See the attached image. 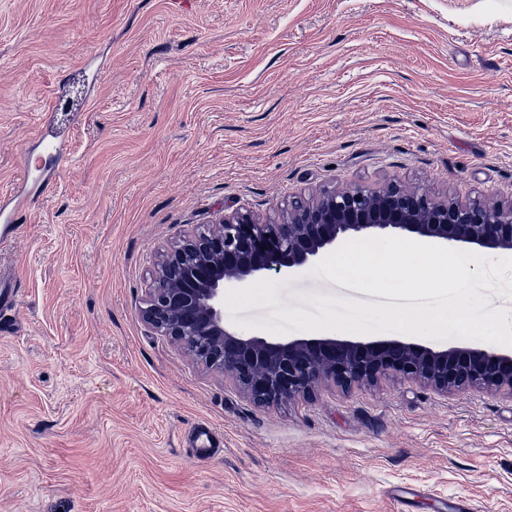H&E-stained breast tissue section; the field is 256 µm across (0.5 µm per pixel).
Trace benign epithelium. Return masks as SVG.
Here are the masks:
<instances>
[{
    "label": "benign epithelium",
    "instance_id": "1",
    "mask_svg": "<svg viewBox=\"0 0 512 512\" xmlns=\"http://www.w3.org/2000/svg\"><path fill=\"white\" fill-rule=\"evenodd\" d=\"M392 229L485 251L512 252V201L461 202L389 181L296 196L277 222L237 210L169 241L151 273L143 321L259 405L310 398L316 386L374 384L389 374L440 392H512V350L333 337L269 341L224 327V289L265 271L296 269L359 233Z\"/></svg>",
    "mask_w": 512,
    "mask_h": 512
}]
</instances>
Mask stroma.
Segmentation results:
<instances>
[{
    "label": "stroma",
    "mask_w": 512,
    "mask_h": 512,
    "mask_svg": "<svg viewBox=\"0 0 512 512\" xmlns=\"http://www.w3.org/2000/svg\"><path fill=\"white\" fill-rule=\"evenodd\" d=\"M49 125L69 158L27 172ZM393 179L512 199V0H0V512H512L511 392L260 406L141 318L171 237ZM311 270L225 290V327L385 301Z\"/></svg>",
    "instance_id": "1"
}]
</instances>
